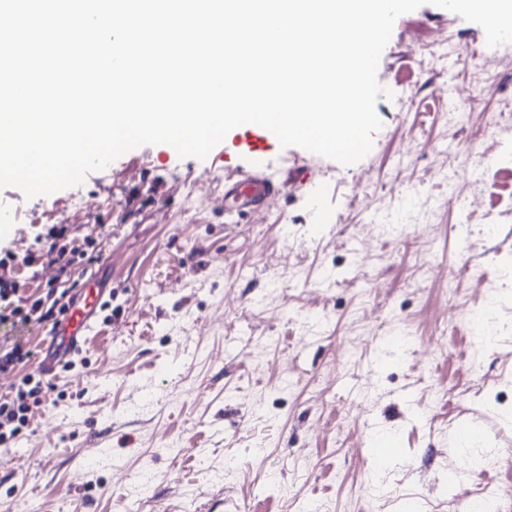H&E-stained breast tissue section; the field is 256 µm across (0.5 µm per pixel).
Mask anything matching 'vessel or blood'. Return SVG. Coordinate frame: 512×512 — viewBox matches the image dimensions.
Masks as SVG:
<instances>
[{
  "label": "vessel or blood",
  "mask_w": 512,
  "mask_h": 512,
  "mask_svg": "<svg viewBox=\"0 0 512 512\" xmlns=\"http://www.w3.org/2000/svg\"><path fill=\"white\" fill-rule=\"evenodd\" d=\"M285 187L283 180L274 178L259 168L243 172L224 181V209L228 212H255L265 207ZM107 290L101 275H94L80 292L78 302L50 327L48 337L57 357H44L40 368L47 377H54L60 359L82 351L86 335L96 322L97 307Z\"/></svg>",
  "instance_id": "obj_1"
}]
</instances>
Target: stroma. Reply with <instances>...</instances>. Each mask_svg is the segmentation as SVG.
I'll list each match as a JSON object with an SVG mask.
<instances>
[{
	"instance_id": "35a3bbf8",
	"label": "stroma",
	"mask_w": 512,
	"mask_h": 512,
	"mask_svg": "<svg viewBox=\"0 0 512 512\" xmlns=\"http://www.w3.org/2000/svg\"><path fill=\"white\" fill-rule=\"evenodd\" d=\"M484 41L430 4L399 16L370 153L345 166L268 135L271 172L303 180L255 213L224 211L225 177L254 163L243 126L202 161L142 146L47 196L0 189L26 294L82 288L112 260L82 363L0 446V512H457L512 487V204L488 215L512 142L444 117L512 96V64L480 88L463 62L495 56ZM59 224L85 266L42 253ZM491 300L490 345L471 323ZM461 422L494 468L463 464ZM378 430L398 455L368 453Z\"/></svg>"
}]
</instances>
